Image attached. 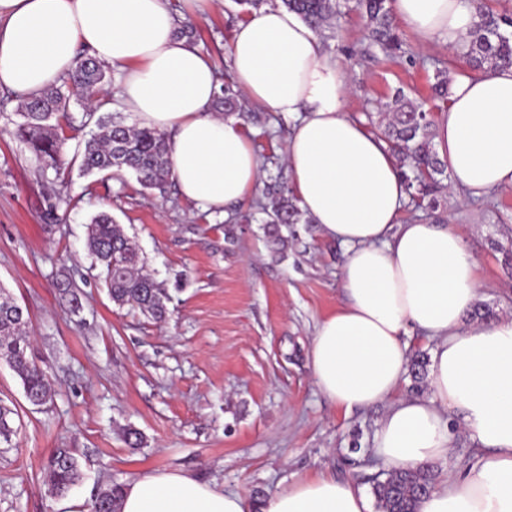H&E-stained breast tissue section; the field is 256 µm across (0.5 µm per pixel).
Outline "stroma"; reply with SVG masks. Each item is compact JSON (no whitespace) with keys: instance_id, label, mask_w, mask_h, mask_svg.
<instances>
[{"instance_id":"obj_1","label":"stroma","mask_w":512,"mask_h":512,"mask_svg":"<svg viewBox=\"0 0 512 512\" xmlns=\"http://www.w3.org/2000/svg\"><path fill=\"white\" fill-rule=\"evenodd\" d=\"M169 7L194 17L190 0ZM194 19L198 48L229 74L239 6L215 0ZM403 40L408 56L375 57L357 14L330 29L326 48L353 84L352 118L400 87L425 95L436 67L466 68L441 44ZM16 108L0 104V286L30 316L31 355L54 397L30 405L0 364V399L19 413L13 445L0 446V512H87L99 490L149 470L185 472L254 501L323 472L356 479L388 406L344 414L319 392L307 356L319 322L344 301V247L318 225L294 224L282 228L287 245L277 251L255 201L220 212L173 185L155 197L127 173L83 174L84 141L99 131L93 122L66 133L65 183L41 177L14 136ZM294 123L272 112L265 127L247 126L264 174L284 167ZM439 201L437 223L451 225L479 261L480 304L512 317V188L464 201L448 190ZM102 211L165 289V321L112 303L86 249L87 226ZM64 279L81 298L79 312L57 287ZM130 429L140 447L126 444ZM60 448L77 459L80 477L57 498L45 467Z\"/></svg>"}]
</instances>
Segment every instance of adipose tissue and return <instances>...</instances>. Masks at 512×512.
<instances>
[{
  "label": "adipose tissue",
  "instance_id": "obj_1",
  "mask_svg": "<svg viewBox=\"0 0 512 512\" xmlns=\"http://www.w3.org/2000/svg\"><path fill=\"white\" fill-rule=\"evenodd\" d=\"M394 17L425 46L456 50L478 21L471 0H391ZM166 0H0V89L33 95L71 72L78 50L120 67V99L169 137L181 195L219 210L249 201L260 160L240 120L214 112L207 54L175 35ZM229 54L245 99L297 117L288 180L322 234L344 245L345 301L325 316L308 357L321 394L350 412L389 409L375 436L382 469L447 459L451 421L477 444L461 472L437 474L417 512H512V317L465 326L479 299L478 261L445 224L401 222L408 200L396 160L362 121L340 59L296 13L265 6L239 22ZM433 144L470 197L512 187V67L453 74ZM434 340L430 397L405 396L409 340ZM120 512H374L354 483L321 475L262 502L173 471H145Z\"/></svg>",
  "mask_w": 512,
  "mask_h": 512
}]
</instances>
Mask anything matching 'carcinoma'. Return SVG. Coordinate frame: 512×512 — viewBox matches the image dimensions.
<instances>
[{"label": "carcinoma", "instance_id": "obj_1", "mask_svg": "<svg viewBox=\"0 0 512 512\" xmlns=\"http://www.w3.org/2000/svg\"><path fill=\"white\" fill-rule=\"evenodd\" d=\"M280 4L319 32L356 11L365 20L370 46L386 57L404 53V42L394 25L389 0H280ZM477 8L480 21L463 41L459 55L468 60L474 72L512 66V13L495 12L482 0ZM108 70L109 67L83 52L75 69L60 84L36 96L21 97L15 135L28 145L41 171L52 169L61 175L64 139L57 129L62 123L75 128L71 100L83 104L85 118L89 120L112 103V99L100 96L101 87L110 80ZM433 79L431 100L448 103V70L436 68ZM214 106L226 116L244 114L241 92L235 88L232 76H226ZM366 117L396 157L415 205L436 209L437 195L447 178V162L440 160L433 148L434 120L428 101L413 99L399 88L391 101L376 112L366 113ZM100 127V133L85 141L82 172L90 175L125 171L135 177L141 189L164 196L172 179L166 134L144 125L128 126L120 117ZM257 207L266 215L263 223L268 225V233L277 244L285 243L279 236V226L310 223L293 201L281 175L265 183ZM86 247L102 268L108 295L116 306H128L156 320L166 317L167 294L142 272L138 249L109 214L102 212L91 219L87 225ZM30 335L29 315L0 287V363L15 372L32 405L44 406L52 400L49 377L47 370L30 355ZM13 415L14 409L0 403V444H10L16 434ZM77 479L76 458L65 449L57 450L47 466L49 493L63 496ZM361 481L371 486L379 512H417L418 503L431 489L433 472L420 466L381 471L363 476ZM121 492L122 486L117 484L101 491L89 505V512H119Z\"/></svg>", "mask_w": 512, "mask_h": 512}]
</instances>
